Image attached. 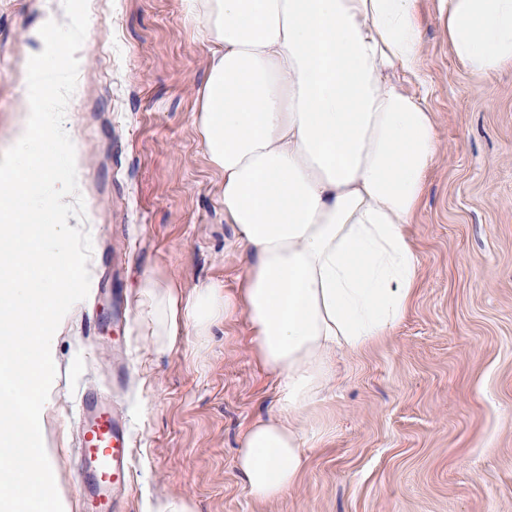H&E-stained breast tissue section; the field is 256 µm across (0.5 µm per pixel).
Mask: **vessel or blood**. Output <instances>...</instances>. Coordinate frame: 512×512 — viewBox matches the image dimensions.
<instances>
[{
	"instance_id": "vessel-or-blood-1",
	"label": "vessel or blood",
	"mask_w": 512,
	"mask_h": 512,
	"mask_svg": "<svg viewBox=\"0 0 512 512\" xmlns=\"http://www.w3.org/2000/svg\"><path fill=\"white\" fill-rule=\"evenodd\" d=\"M75 469L81 478L80 512H119L132 479L131 431L111 394L92 388L74 420Z\"/></svg>"
}]
</instances>
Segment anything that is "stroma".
Wrapping results in <instances>:
<instances>
[{
  "instance_id": "1",
  "label": "stroma",
  "mask_w": 512,
  "mask_h": 512,
  "mask_svg": "<svg viewBox=\"0 0 512 512\" xmlns=\"http://www.w3.org/2000/svg\"><path fill=\"white\" fill-rule=\"evenodd\" d=\"M60 0H0V149L22 116L19 74ZM77 54L72 142L92 220L91 287L121 288L132 368L133 481L125 512L177 496L193 512H512V71L464 72L437 24L421 65L440 138L409 233L421 262L411 309L366 353H338L308 467L259 504L237 469L245 429L276 407L279 380L254 354L243 313L210 335L180 327L162 347L140 322L143 275L183 291L236 294L246 262L194 115L207 49L183 0H89ZM106 312L80 302L56 341V393L41 412L59 482L79 494L69 452L82 382H112Z\"/></svg>"
}]
</instances>
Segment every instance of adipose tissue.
Returning <instances> with one entry per match:
<instances>
[{"instance_id":"1","label":"adipose tissue","mask_w":512,"mask_h":512,"mask_svg":"<svg viewBox=\"0 0 512 512\" xmlns=\"http://www.w3.org/2000/svg\"><path fill=\"white\" fill-rule=\"evenodd\" d=\"M184 0L208 45L196 128L224 176V221L246 273L237 295L182 293L144 276L157 342L243 310L256 354L281 379L274 413L250 425L237 467L257 502L306 470L307 424L337 350L393 334L421 278L407 226L437 162L421 66L425 17L472 76L512 71V0Z\"/></svg>"}]
</instances>
